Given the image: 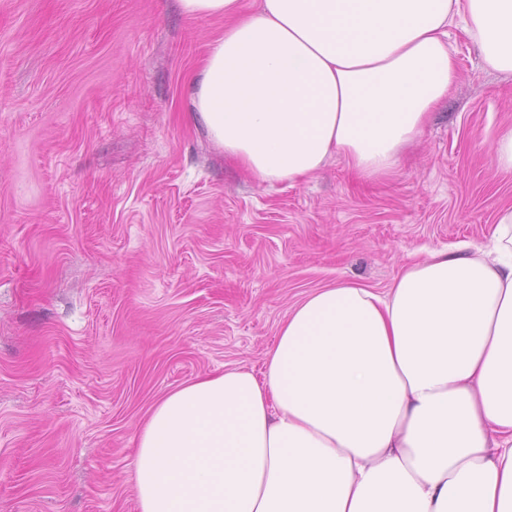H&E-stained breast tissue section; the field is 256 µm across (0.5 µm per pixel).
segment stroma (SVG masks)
<instances>
[{
    "mask_svg": "<svg viewBox=\"0 0 512 512\" xmlns=\"http://www.w3.org/2000/svg\"><path fill=\"white\" fill-rule=\"evenodd\" d=\"M223 29L176 0H0V512H138L160 396L260 370L312 291L385 290L512 206L481 148L512 125V76L461 30L457 80L395 174L335 157L261 184L182 106Z\"/></svg>",
    "mask_w": 512,
    "mask_h": 512,
    "instance_id": "obj_1",
    "label": "stroma"
}]
</instances>
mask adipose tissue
Listing matches in <instances>:
<instances>
[{
    "mask_svg": "<svg viewBox=\"0 0 512 512\" xmlns=\"http://www.w3.org/2000/svg\"><path fill=\"white\" fill-rule=\"evenodd\" d=\"M224 30L186 90L257 182L333 155L392 175L457 80L448 29L512 74V0H177ZM139 512H512V209L485 245L412 260L386 291L321 288L263 371L156 400L137 436Z\"/></svg>",
    "mask_w": 512,
    "mask_h": 512,
    "instance_id": "adipose-tissue-1",
    "label": "adipose tissue"
}]
</instances>
